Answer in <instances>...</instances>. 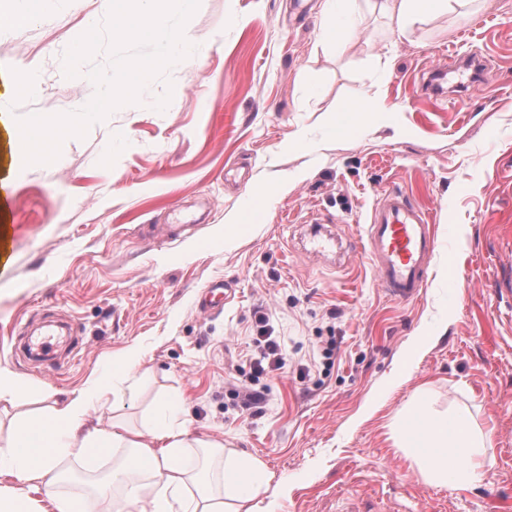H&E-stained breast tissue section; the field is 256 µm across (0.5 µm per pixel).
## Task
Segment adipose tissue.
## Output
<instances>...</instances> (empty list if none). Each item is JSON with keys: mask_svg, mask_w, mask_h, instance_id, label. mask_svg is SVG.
<instances>
[{"mask_svg": "<svg viewBox=\"0 0 512 512\" xmlns=\"http://www.w3.org/2000/svg\"><path fill=\"white\" fill-rule=\"evenodd\" d=\"M159 0H109V15L119 38L152 37L168 23ZM370 11L405 30L448 0H365ZM134 59L112 76L107 97L91 99L64 117L39 113L0 128L11 153L52 164L45 147L58 134L78 136L88 115L103 113L114 99L133 101L139 77L150 68ZM108 381L96 378L42 415L19 416L7 436H0V470L12 480L0 484V512H40L34 498L42 493L54 512H251L250 501L267 485L260 461L248 460L218 441L192 437L185 423L155 419L134 431L120 422L89 426L92 405L122 403ZM397 444L430 484L448 481V457L463 462L460 480L477 476L489 462L488 434L475 431L461 413H430L413 404L398 423ZM190 448L205 452L202 463L184 464ZM113 457L112 470L91 492L71 493L64 484L69 466L89 458Z\"/></svg>", "mask_w": 512, "mask_h": 512, "instance_id": "1", "label": "adipose tissue"}]
</instances>
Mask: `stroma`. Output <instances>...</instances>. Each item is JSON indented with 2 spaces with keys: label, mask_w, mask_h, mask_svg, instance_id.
<instances>
[{
  "label": "stroma",
  "mask_w": 512,
  "mask_h": 512,
  "mask_svg": "<svg viewBox=\"0 0 512 512\" xmlns=\"http://www.w3.org/2000/svg\"><path fill=\"white\" fill-rule=\"evenodd\" d=\"M320 4L198 0L184 16L163 0L157 40L185 22L207 42L159 62L156 40L113 36L105 0H51L29 24L0 23V76L37 75L23 97L0 86V113L18 120L75 112L108 95L130 60L154 61L135 106L57 137L53 165L10 161L0 145V192L12 198L0 369L19 383L0 400V436L47 409L31 384L66 395L135 346L140 396L93 408L91 423L117 415L141 430L159 403L185 409L195 437L264 463L256 512H333L340 492L383 495L400 512H512V299L495 291L512 265V0H450L402 35L344 4L343 47L322 39ZM86 35L97 49L77 81L68 64ZM474 52L485 79L467 98L422 93L427 70ZM366 93L378 111L349 112ZM392 187L431 214L440 242L409 303L377 288L362 238ZM255 209V223L229 228ZM318 221L333 224L339 253L308 252ZM214 280L231 297L205 313L199 296ZM260 312L286 366L258 380L265 400L252 416L232 389L250 377ZM45 320L73 325L82 352L51 363L16 353L18 328ZM417 399L491 432L492 461L475 480L429 485L396 447L391 424Z\"/></svg>",
  "instance_id": "1"
}]
</instances>
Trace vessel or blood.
I'll return each mask as SVG.
<instances>
[{"instance_id":"obj_1","label":"vessel or blood","mask_w":512,"mask_h":512,"mask_svg":"<svg viewBox=\"0 0 512 512\" xmlns=\"http://www.w3.org/2000/svg\"><path fill=\"white\" fill-rule=\"evenodd\" d=\"M476 55L449 61L430 73L428 84L440 90V82L453 71L469 70L480 75ZM365 252L376 284L390 298L400 302L417 300L428 284L429 270L438 251V239L429 212L402 190L387 193L373 208L363 227ZM80 343L62 327L47 324L31 333L24 353L40 361L55 359L59 351L77 349ZM336 512H398L383 500L364 501L352 497L338 500Z\"/></svg>"}]
</instances>
